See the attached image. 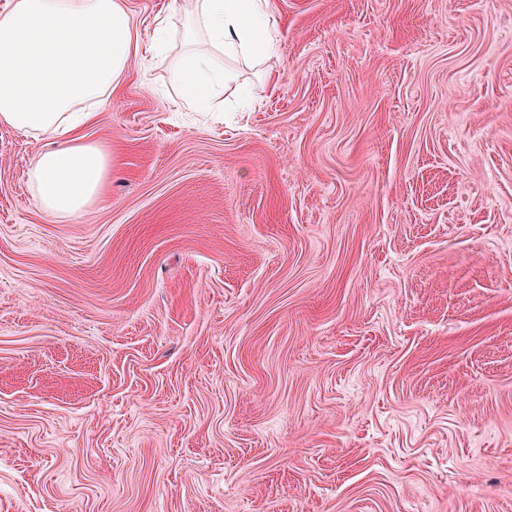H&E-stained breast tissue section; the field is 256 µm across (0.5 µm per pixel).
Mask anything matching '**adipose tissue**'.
I'll return each instance as SVG.
<instances>
[{"label":"adipose tissue","mask_w":512,"mask_h":512,"mask_svg":"<svg viewBox=\"0 0 512 512\" xmlns=\"http://www.w3.org/2000/svg\"><path fill=\"white\" fill-rule=\"evenodd\" d=\"M269 0H175L186 49L170 57V16L157 18L154 52L168 59L181 105L211 111L231 73L225 59L268 67L276 54ZM143 50L126 0H9L0 11V123L60 135L28 172L40 210L68 218L105 195L109 149L85 127Z\"/></svg>","instance_id":"ef3b65f1"}]
</instances>
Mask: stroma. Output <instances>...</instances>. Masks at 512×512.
<instances>
[{"label":"stroma","mask_w":512,"mask_h":512,"mask_svg":"<svg viewBox=\"0 0 512 512\" xmlns=\"http://www.w3.org/2000/svg\"><path fill=\"white\" fill-rule=\"evenodd\" d=\"M271 73L135 61L58 220L0 123V512H512V0H272Z\"/></svg>","instance_id":"35a3bbf8"}]
</instances>
